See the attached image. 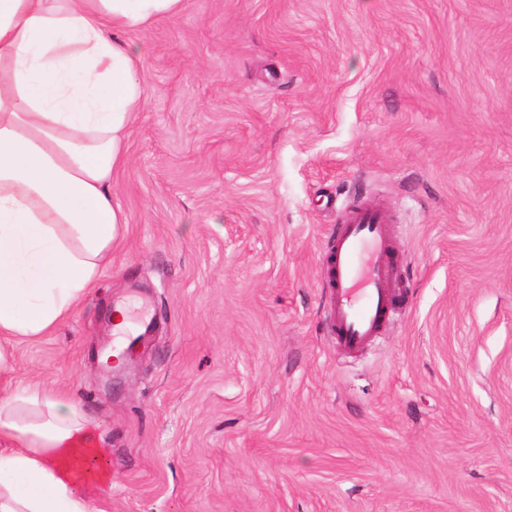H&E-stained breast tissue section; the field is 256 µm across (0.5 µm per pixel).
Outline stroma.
<instances>
[{
  "instance_id": "obj_1",
  "label": "stroma",
  "mask_w": 512,
  "mask_h": 512,
  "mask_svg": "<svg viewBox=\"0 0 512 512\" xmlns=\"http://www.w3.org/2000/svg\"><path fill=\"white\" fill-rule=\"evenodd\" d=\"M135 41L127 227L13 350L97 426L91 512H512V0H186ZM366 201L396 298L350 353L327 242ZM134 291L156 329L111 369Z\"/></svg>"
}]
</instances>
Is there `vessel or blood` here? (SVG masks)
I'll list each match as a JSON object with an SVG mask.
<instances>
[{
	"instance_id": "vessel-or-blood-1",
	"label": "vessel or blood",
	"mask_w": 512,
	"mask_h": 512,
	"mask_svg": "<svg viewBox=\"0 0 512 512\" xmlns=\"http://www.w3.org/2000/svg\"><path fill=\"white\" fill-rule=\"evenodd\" d=\"M391 231L374 204L347 209L328 245L330 331L355 350L379 335L392 307Z\"/></svg>"
}]
</instances>
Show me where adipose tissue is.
<instances>
[{"label": "adipose tissue", "mask_w": 512, "mask_h": 512, "mask_svg": "<svg viewBox=\"0 0 512 512\" xmlns=\"http://www.w3.org/2000/svg\"><path fill=\"white\" fill-rule=\"evenodd\" d=\"M186 0H0V512H90L109 473L95 426L19 378L12 346L51 333L112 261V201L147 100L129 41Z\"/></svg>", "instance_id": "obj_1"}]
</instances>
